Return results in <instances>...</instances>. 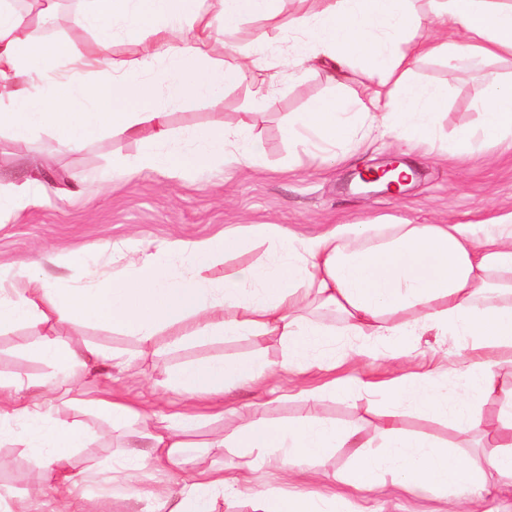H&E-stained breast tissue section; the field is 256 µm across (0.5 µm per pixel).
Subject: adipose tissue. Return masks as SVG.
Listing matches in <instances>:
<instances>
[{
  "label": "adipose tissue",
  "instance_id": "ef3b65f1",
  "mask_svg": "<svg viewBox=\"0 0 512 512\" xmlns=\"http://www.w3.org/2000/svg\"><path fill=\"white\" fill-rule=\"evenodd\" d=\"M76 21L92 41L44 37L35 25L56 15L59 0H27L17 10L0 0V78L9 83L0 96V135L25 157L33 136L50 132L69 148L100 137L142 143L124 166L134 177L164 169L187 177L213 163L256 165L258 140L243 129L197 128L172 139L170 112L196 101L219 103L225 89L247 71L261 68L264 48L248 62L225 66L212 57L217 26L245 18L277 25V0H215L213 11L199 0H79ZM421 13L409 0H319L317 10L296 15L291 27L306 34L297 48L300 62L327 57L335 92L306 112L288 116L290 140L310 151L325 152L351 138L368 139L388 128L433 135L439 109L448 97L443 85H423L411 77L413 60L406 46L417 33L446 22L461 38L436 37L420 47L427 56L465 55L480 61L512 57V0H429ZM136 48L132 58H116V41ZM362 60L363 96L342 95L349 67ZM487 96L477 128L462 131L452 144L456 154L483 150L512 138V82L485 77ZM366 224H339L300 237L276 224H248L201 240L175 239L154 248L127 240L126 269L85 282L50 278L37 264L0 265V327L41 328L30 352L52 367L54 399L21 401V377L0 374V444L19 443L43 451L46 468L33 477L40 492L47 474L63 468L74 451L94 445L98 430L62 417L63 404L90 401L102 411L110 430L144 439L118 469L134 478L157 464L183 458L187 435L201 416L186 405L153 424L150 413L109 397H89L86 378L101 366L122 369L127 357L83 342L71 344L53 335L52 324L106 325L135 339L140 353L154 351L166 329L190 324L188 340L227 336L255 340L241 361L191 363L167 373L163 385L194 396L212 397L223 414V395L266 383L273 372L297 383L307 370L336 360V332L314 319L310 308L340 311L349 334L362 337V356L377 343L398 346L412 357L411 337L432 332L455 341L456 376L464 395H444L436 375L415 372L383 383L349 381L331 386L332 394L358 391L382 395L385 421L374 438L339 426L319 414L321 390L306 393L307 410L298 419L270 424L258 405L239 409L232 447L277 455L283 470L302 462L318 463L333 449L351 451L350 484L372 489L380 471L397 475L413 492H427L456 507L489 493L493 477L512 481V381L496 371L490 354L512 363V213L501 216L484 234L470 224H392L375 239ZM267 244L264 262L240 266L231 279L216 283L206 273L221 256ZM276 336L285 347L280 365H272L262 346ZM497 406L492 451L463 454L458 446L437 445L406 433L399 411L413 405L448 419L460 434L480 431L477 402ZM229 483L222 471L199 472L194 483L154 497L142 512H217V493ZM253 512H340L336 499L306 495L282 498L269 493L254 500Z\"/></svg>",
  "mask_w": 512,
  "mask_h": 512
}]
</instances>
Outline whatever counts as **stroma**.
I'll return each mask as SVG.
<instances>
[{
	"label": "stroma",
	"mask_w": 512,
	"mask_h": 512,
	"mask_svg": "<svg viewBox=\"0 0 512 512\" xmlns=\"http://www.w3.org/2000/svg\"><path fill=\"white\" fill-rule=\"evenodd\" d=\"M312 7V0H282L278 27L246 19L236 30L224 34L215 46L217 55L232 63L262 45L267 49L262 68L227 90L222 103H197L168 116L169 128L176 138L192 127L249 125L264 148L261 167L213 166L186 178L145 171L129 178L117 163L137 154V143L104 136L69 150L60 147L49 134H38L29 146L35 166L20 170L16 180H40L46 170L58 173L60 179L47 198L0 218V263L29 260L43 251L62 249L76 257L66 269V276L80 281L91 272L108 274L122 268L127 258L114 252L113 246L130 237L153 246L178 238H210L224 229L245 224H279L304 236L336 224L400 221L472 224L480 230L511 213L512 145H493L462 157L438 156L444 143L479 123L485 86L476 79L469 62L427 57L413 67L417 82L448 88V101L438 115L435 140L379 133L363 142L342 144L337 157L321 160L286 138L284 128L289 114L305 111L332 93L325 81L327 59L300 68L284 65L289 46L300 39L290 21ZM271 83L278 89L276 106L256 110L257 92ZM392 157L413 168L412 180L393 193L381 187L363 189L359 172L383 165ZM55 332L72 342L131 352L133 359L125 370L93 371L87 378L88 385L136 402L159 420L177 412L183 403L182 395L162 386L168 371L211 358L241 359L254 348L246 338L175 346L171 343L173 333L167 330L157 338L156 354L139 358L135 355L136 342L117 330L59 324ZM36 336V329L29 327L0 329V373L50 377L51 367L20 349L21 344L34 341ZM452 350L447 337L429 333L418 338L414 359L409 362L399 358L397 348L381 344L372 357L340 362L329 371L311 370L304 376L303 385L324 389L321 414L326 420L353 426L370 437L385 420V406L378 397L363 393L346 397L328 394L329 383L350 378L380 381L430 363L437 368V388L459 393L463 386L453 372ZM250 403L260 404L265 416L274 422L298 417L306 409L301 396H265L259 389L249 387L238 390L230 399L231 412L195 432L197 451L181 464L157 469L152 477L132 480L138 500L115 493L112 512H139L142 501L163 489L181 490L202 470H220L228 478L245 473L251 479L244 494L220 500V512H251L255 496L280 486L316 498L342 494L346 512H448L445 500L433 494H411L387 471L380 473L373 490L350 488V451L346 448L336 449L320 465L301 464L299 474L286 482L276 461L254 467L237 449L216 447L217 438L237 427L236 408ZM402 424L437 442L456 440L467 450L481 443L476 436L456 435L446 420L427 418L409 406L402 410ZM126 445V438L115 433L71 458L66 473L76 501L99 493V486L89 482V473L121 459ZM1 457L7 459L8 465L0 468V491L13 496L27 494L38 464L34 452L19 444H5L0 446Z\"/></svg>",
	"instance_id": "obj_1"
}]
</instances>
